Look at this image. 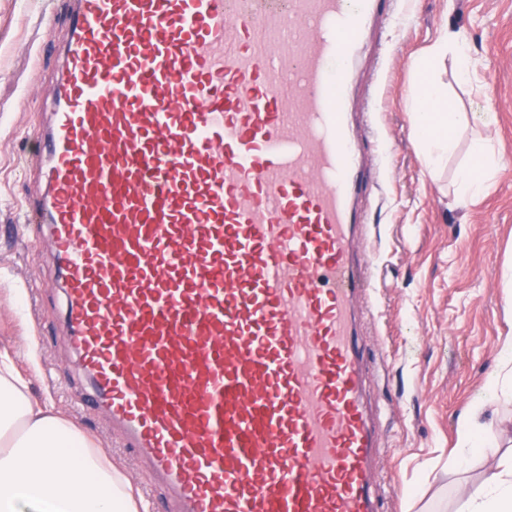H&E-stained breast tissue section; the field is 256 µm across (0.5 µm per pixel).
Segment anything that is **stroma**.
<instances>
[{
    "instance_id": "stroma-1",
    "label": "stroma",
    "mask_w": 512,
    "mask_h": 512,
    "mask_svg": "<svg viewBox=\"0 0 512 512\" xmlns=\"http://www.w3.org/2000/svg\"><path fill=\"white\" fill-rule=\"evenodd\" d=\"M408 9L399 26L376 21L355 62L352 110L369 113L389 149L388 167L367 164L382 189L362 201L374 292L359 302L360 330L367 399L384 408L376 470L391 484L382 512H455L459 493L477 491L512 459V398L502 396L482 418L495 446L456 462L461 426L512 341V0H409ZM67 24L62 0H0V352L32 401L91 438L149 512H169L165 488L85 401L56 264L45 235L24 221L27 200L44 188L25 158L42 148ZM446 30L467 40L472 83L459 82L448 61L422 68ZM424 78L443 86L456 116L457 152L435 173L412 123ZM484 112L494 116L487 127L474 119ZM478 135L491 138L500 164L462 207L456 170Z\"/></svg>"
}]
</instances>
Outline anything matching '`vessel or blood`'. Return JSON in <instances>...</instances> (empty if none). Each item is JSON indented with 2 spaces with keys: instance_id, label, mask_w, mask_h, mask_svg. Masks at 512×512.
I'll return each instance as SVG.
<instances>
[{
  "instance_id": "vessel-or-blood-1",
  "label": "vessel or blood",
  "mask_w": 512,
  "mask_h": 512,
  "mask_svg": "<svg viewBox=\"0 0 512 512\" xmlns=\"http://www.w3.org/2000/svg\"><path fill=\"white\" fill-rule=\"evenodd\" d=\"M70 2L25 218L89 402L175 512H379L346 102L395 0Z\"/></svg>"
}]
</instances>
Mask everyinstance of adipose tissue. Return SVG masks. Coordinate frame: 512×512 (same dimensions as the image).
I'll list each match as a JSON object with an SVG mask.
<instances>
[{
  "label": "adipose tissue",
  "instance_id": "obj_1",
  "mask_svg": "<svg viewBox=\"0 0 512 512\" xmlns=\"http://www.w3.org/2000/svg\"><path fill=\"white\" fill-rule=\"evenodd\" d=\"M413 114L426 164L439 169L457 147L448 100L431 80L420 83ZM499 159L490 141L470 146L459 171L456 201L484 189ZM0 512H146L100 450L50 409L33 403L8 355H0ZM456 512H512V466L492 473L480 490L459 498Z\"/></svg>",
  "mask_w": 512,
  "mask_h": 512
}]
</instances>
